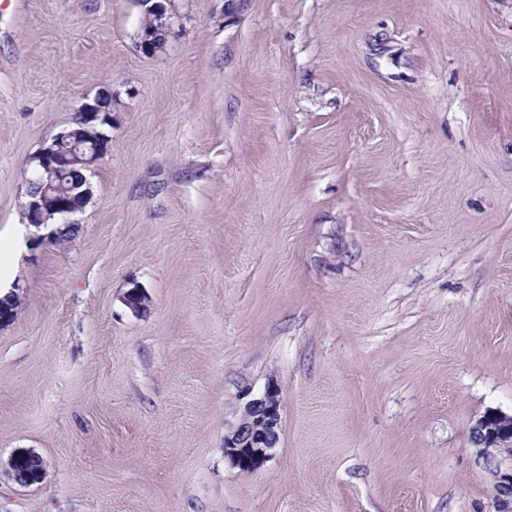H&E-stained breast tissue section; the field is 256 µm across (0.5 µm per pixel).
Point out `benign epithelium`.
<instances>
[{
  "mask_svg": "<svg viewBox=\"0 0 512 512\" xmlns=\"http://www.w3.org/2000/svg\"><path fill=\"white\" fill-rule=\"evenodd\" d=\"M146 4L145 14L152 18L151 28L140 34V47L147 53L162 48L160 33L168 29L166 7L160 0H140ZM111 120V113L102 111L99 99L86 102L73 121L59 131L50 143L32 157L39 171L38 190L27 193L22 205L24 224L34 228L35 239L52 241L60 235L51 224H77L75 216L89 203L92 191L87 178L71 184V196L60 205L51 197L66 164H81L87 171L102 157L108 136L99 129ZM49 232H44V229ZM282 401L277 384L267 383L256 394H247V401L237 421L224 434V462L232 468L253 473L272 456L279 440ZM471 442L476 457L487 475L489 496L495 512H512V456L496 455L493 450L512 446V414L489 411L477 419L471 429ZM20 457L36 463L35 476L21 473L15 466ZM0 467L19 485L29 487L43 483L46 462L31 448L14 450Z\"/></svg>",
  "mask_w": 512,
  "mask_h": 512,
  "instance_id": "7a95c632",
  "label": "benign epithelium"
}]
</instances>
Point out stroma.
<instances>
[{
	"mask_svg": "<svg viewBox=\"0 0 512 512\" xmlns=\"http://www.w3.org/2000/svg\"><path fill=\"white\" fill-rule=\"evenodd\" d=\"M0 0V512H492L512 413V0ZM112 97L80 231L39 149ZM139 288L148 307L125 302ZM276 382L257 472L224 462ZM151 1L152 0H140V2L144 3L146 6L145 14L148 15L149 18L152 17L151 27L153 30L143 27L142 34L138 35V37H140L139 44L141 49L150 54L155 53L162 48L163 40L160 38L162 35L160 32L165 34L168 29L165 5L162 1L155 0L151 5L147 6ZM153 32L155 37L159 36L155 41L152 35ZM237 421L224 434V462L253 473L272 456L279 440L282 401L274 382L246 396ZM476 457L487 475L489 496L494 512H512V456L491 448L512 446V414L489 411L477 419L471 429ZM20 457H24L33 460L36 463L35 476L30 477L29 475L22 474L15 466L16 460ZM21 458L17 465L25 473H29L33 470V464L27 460ZM3 469L7 474L19 485L29 487L43 483L46 478V462L44 459L31 448H18L14 450L8 459L2 463L0 460V471Z\"/></svg>",
	"mask_w": 512,
	"mask_h": 512,
	"instance_id": "obj_1",
	"label": "stroma"
}]
</instances>
